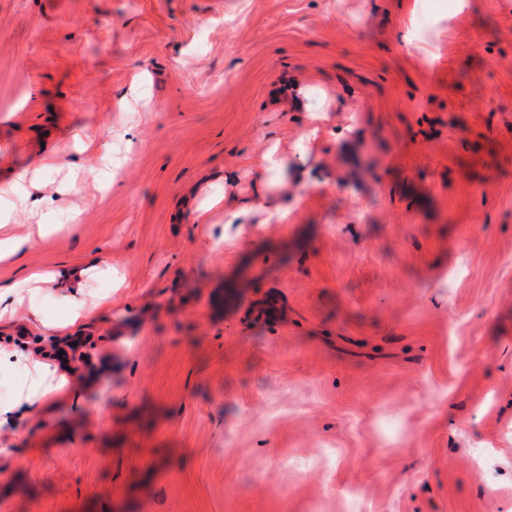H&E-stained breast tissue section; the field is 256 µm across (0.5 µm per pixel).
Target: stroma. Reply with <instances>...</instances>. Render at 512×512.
I'll use <instances>...</instances> for the list:
<instances>
[{
    "mask_svg": "<svg viewBox=\"0 0 512 512\" xmlns=\"http://www.w3.org/2000/svg\"><path fill=\"white\" fill-rule=\"evenodd\" d=\"M446 2L0 0V402L73 394L0 512H512V0ZM0 259L11 256H20L27 252L31 246L32 241L27 236H3L2 230L8 224L0 220ZM47 372L42 368H35L34 379L31 381L22 401L32 404L51 395L60 396L63 394L62 378L58 379L56 384H53V379L47 381Z\"/></svg>",
    "mask_w": 512,
    "mask_h": 512,
    "instance_id": "stroma-1",
    "label": "stroma"
}]
</instances>
